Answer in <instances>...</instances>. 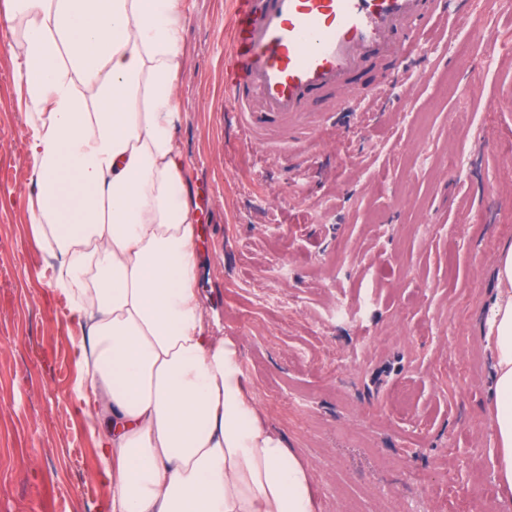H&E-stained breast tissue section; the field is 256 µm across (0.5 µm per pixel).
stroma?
Instances as JSON below:
<instances>
[{"instance_id":"stroma-1","label":"stroma","mask_w":512,"mask_h":512,"mask_svg":"<svg viewBox=\"0 0 512 512\" xmlns=\"http://www.w3.org/2000/svg\"><path fill=\"white\" fill-rule=\"evenodd\" d=\"M176 138L191 201L218 202L196 286L241 351L254 404L309 466L318 512H512L493 467L480 332L512 243V0H465L402 78L311 143L243 139L224 98L233 0H185ZM492 33L496 55L472 25ZM0 56V512H102L109 487L74 392L76 333L28 240L24 115ZM468 117L465 126L454 113ZM283 306L265 297L271 285Z\"/></svg>"}]
</instances>
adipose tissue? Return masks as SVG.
I'll return each mask as SVG.
<instances>
[{
    "label": "adipose tissue",
    "mask_w": 512,
    "mask_h": 512,
    "mask_svg": "<svg viewBox=\"0 0 512 512\" xmlns=\"http://www.w3.org/2000/svg\"><path fill=\"white\" fill-rule=\"evenodd\" d=\"M30 135L28 238L77 327L105 512H317L313 476L253 405L196 288L175 135L184 0H0ZM482 326L494 468L512 496V245Z\"/></svg>",
    "instance_id": "1"
}]
</instances>
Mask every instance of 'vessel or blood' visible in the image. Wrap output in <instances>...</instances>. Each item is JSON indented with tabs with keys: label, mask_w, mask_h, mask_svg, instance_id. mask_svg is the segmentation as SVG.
I'll return each instance as SVG.
<instances>
[{
	"label": "vessel or blood",
	"mask_w": 512,
	"mask_h": 512,
	"mask_svg": "<svg viewBox=\"0 0 512 512\" xmlns=\"http://www.w3.org/2000/svg\"><path fill=\"white\" fill-rule=\"evenodd\" d=\"M225 39L224 95L259 142L302 129L311 103L337 114L362 105L352 87L370 67L399 75L425 33L446 23V0H235Z\"/></svg>",
	"instance_id": "1"
}]
</instances>
